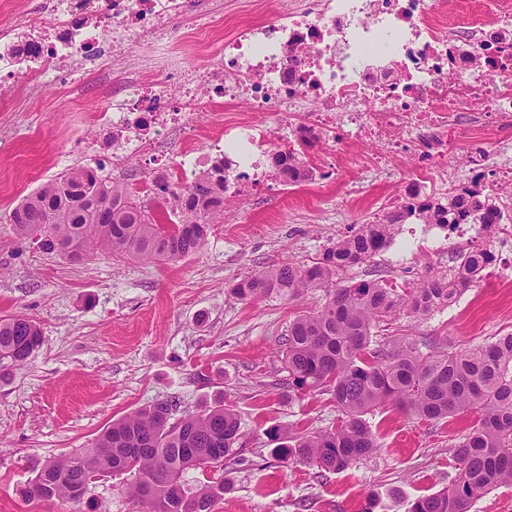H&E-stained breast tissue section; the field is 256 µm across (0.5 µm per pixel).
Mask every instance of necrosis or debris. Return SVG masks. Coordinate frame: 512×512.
Masks as SVG:
<instances>
[{
    "label": "necrosis or debris",
    "instance_id": "4bbe7bcc",
    "mask_svg": "<svg viewBox=\"0 0 512 512\" xmlns=\"http://www.w3.org/2000/svg\"><path fill=\"white\" fill-rule=\"evenodd\" d=\"M99 22L91 0H53L48 28L33 30L23 13L0 51V70L25 67L35 87L92 47L101 62L121 55L118 31L147 30L162 52L153 65H176L168 18L190 9L189 0H106ZM442 0H284L276 20L241 26L219 40L215 67L192 70L159 92L139 88L126 103L103 113L118 132L113 163L149 147L142 134L181 124L205 99H244L265 124H225L208 153L226 165L225 193L252 191L251 171L261 158L319 147L329 173L359 140L377 147L366 169L393 168L413 138L428 133L419 172L450 178L462 122L502 128L512 124V0H486L454 16Z\"/></svg>",
    "mask_w": 512,
    "mask_h": 512
}]
</instances>
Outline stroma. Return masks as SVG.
<instances>
[{
  "label": "stroma",
  "mask_w": 512,
  "mask_h": 512,
  "mask_svg": "<svg viewBox=\"0 0 512 512\" xmlns=\"http://www.w3.org/2000/svg\"><path fill=\"white\" fill-rule=\"evenodd\" d=\"M215 14L223 16L228 35L242 23L274 17L270 0H204L172 16L168 30L181 44L183 68L208 65L206 22ZM126 51V60L105 76L93 62L66 63L65 79L43 84L34 98L23 78L0 82V317H30L43 336L24 364L0 369V512H145L122 476L91 484L80 504L29 501L21 490L47 459L89 447L113 419L159 400L175 401L182 417L220 399L241 421L242 462L185 475L193 488L225 481L228 489L211 512H363L372 498L374 512H405L409 502L445 487L453 469L450 448L474 414L436 425L398 410L371 412L366 421L379 450L339 473L277 460L271 427L320 431L340 420L329 395H289L282 360L289 321L320 306L322 296L246 302L230 292L262 268L314 261L351 228L392 209L393 195L414 178L413 156L375 175L360 165L374 147L359 141L332 178L293 186L279 185L271 164H264L265 189L227 206L203 250L169 263L119 260L101 250L72 262L23 243L7 224L22 199L73 168L122 179L140 199L151 200L145 159L114 166L112 131L99 116L137 85L164 90L178 75L140 67L152 51L148 34L132 38ZM230 117L260 120L246 101L230 102L218 112L187 116L190 138L164 135L159 143L176 158L192 152L208 168L207 139ZM458 138L453 180L422 178L423 195L443 199L469 183L473 143L512 166V130L466 126ZM463 245L449 238L414 269L397 263L390 246L345 278L416 283L446 268ZM511 331L512 271L484 276L429 318L400 314L390 328L395 336L457 349Z\"/></svg>",
  "instance_id": "1"
}]
</instances>
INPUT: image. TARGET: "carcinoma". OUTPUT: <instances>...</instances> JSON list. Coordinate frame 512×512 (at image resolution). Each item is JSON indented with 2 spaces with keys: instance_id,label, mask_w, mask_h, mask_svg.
Wrapping results in <instances>:
<instances>
[{
  "instance_id": "carcinoma-1",
  "label": "carcinoma",
  "mask_w": 512,
  "mask_h": 512,
  "mask_svg": "<svg viewBox=\"0 0 512 512\" xmlns=\"http://www.w3.org/2000/svg\"><path fill=\"white\" fill-rule=\"evenodd\" d=\"M288 169L298 181L313 177L297 155H288ZM224 182L218 164L188 184L154 182L155 195L174 216L162 224L135 200L128 184L80 168L24 198L9 223L44 252L70 260L101 249L117 258L171 262L201 251L211 226L223 222ZM508 221L512 215L485 193L482 176L475 175L444 201L410 194L398 208L337 239L310 264L288 261L232 286L242 301L273 295L302 300L316 292L325 298L319 308L289 322L283 362L288 393L329 392L343 420L330 431L289 433L273 449L279 460L344 471L379 448L365 419L378 408L395 407L436 423L470 410L477 417L454 444L455 474L442 490L411 502L407 512H468L473 499L512 484V333L464 349L381 336L404 310L421 318L450 304L481 277L492 254L470 244L458 252L454 272L431 273L411 288H393L377 278L344 284L341 278L385 249L401 224H478L487 236ZM40 344L34 321L0 317V361L22 364ZM176 407L159 401L112 421L91 447L45 461L23 496L80 503L89 479L127 475L147 512H203L224 498V481L193 490L184 475L203 458L216 468L238 460L241 422L222 402L177 420Z\"/></svg>"
}]
</instances>
